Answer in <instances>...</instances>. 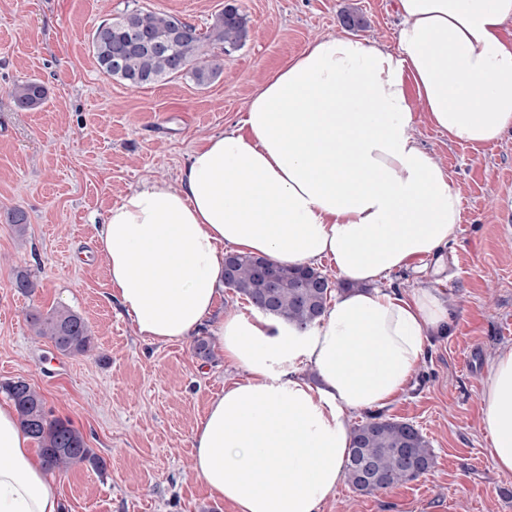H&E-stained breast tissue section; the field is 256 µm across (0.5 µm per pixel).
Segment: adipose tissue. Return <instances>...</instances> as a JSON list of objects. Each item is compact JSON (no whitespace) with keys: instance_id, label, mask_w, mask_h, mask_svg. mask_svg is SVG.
<instances>
[{"instance_id":"ef3b65f1","label":"adipose tissue","mask_w":512,"mask_h":512,"mask_svg":"<svg viewBox=\"0 0 512 512\" xmlns=\"http://www.w3.org/2000/svg\"><path fill=\"white\" fill-rule=\"evenodd\" d=\"M396 48L312 40L269 74L244 131L208 137L177 184L148 180L112 206L95 246L143 340L204 333L243 381L193 433L192 470L235 512H321L345 478L352 420L389 405L455 309L385 287L454 240L462 198L414 134L418 117L475 149L512 131V0H396ZM330 263L352 290L301 331L218 308L226 252ZM317 383H309L306 370ZM482 429L512 475V347L492 358ZM0 512H63L14 405L0 403Z\"/></svg>"}]
</instances>
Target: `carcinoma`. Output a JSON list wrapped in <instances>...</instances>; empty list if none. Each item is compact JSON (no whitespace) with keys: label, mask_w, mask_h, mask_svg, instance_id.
Returning a JSON list of instances; mask_svg holds the SVG:
<instances>
[{"label":"carcinoma","mask_w":512,"mask_h":512,"mask_svg":"<svg viewBox=\"0 0 512 512\" xmlns=\"http://www.w3.org/2000/svg\"><path fill=\"white\" fill-rule=\"evenodd\" d=\"M177 27L184 34L169 48L129 51L119 68L112 67L114 52L131 40L163 42ZM247 34V20L234 5L215 14L204 32L177 15L136 9L101 22L91 33V46L100 69L126 85L137 80L141 88L178 77L205 85L221 75L224 56L240 47ZM11 96L18 108L35 110L43 104L46 88L34 79L25 80L14 85ZM228 267L227 288L261 312L301 329L318 320L332 292L342 287L314 267L282 265L260 256L231 253ZM28 319L38 335L49 337L63 354L84 355L93 347L87 322L74 311L55 309L45 316L36 310ZM0 391L13 402L47 469L83 464L106 471L105 459L89 448L71 421L52 417L43 396L26 380H10ZM432 463L433 454L418 428L378 412L353 427L345 479L354 491L372 494L418 479Z\"/></svg>","instance_id":"carcinoma-1"}]
</instances>
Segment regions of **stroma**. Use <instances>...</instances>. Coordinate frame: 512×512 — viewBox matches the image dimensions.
<instances>
[{
  "label": "stroma",
  "instance_id": "obj_1",
  "mask_svg": "<svg viewBox=\"0 0 512 512\" xmlns=\"http://www.w3.org/2000/svg\"><path fill=\"white\" fill-rule=\"evenodd\" d=\"M226 0H0V382L26 379L53 415L67 419L107 462L58 473L66 512H232L191 471L192 437L210 400L243 380L236 365L195 357L193 339L166 345L137 336L108 298L98 224L147 179H180L205 137L240 129L260 81L319 35L346 32L395 46L396 0H235L249 19L243 46L205 86L175 78L131 88L104 74L89 46L101 21L133 8L182 15L206 29ZM41 82L47 98L25 111L15 84ZM416 136L462 193V222L440 276L391 275L407 293L432 288L456 312L432 338L410 384L384 410L415 425L433 453L418 480L373 494L341 484L323 512H512V477L501 474L481 427L489 360L512 346V134L475 150L426 121ZM27 216L24 233L9 209ZM29 273L33 293L15 286ZM68 308L94 336L85 356L35 335L30 312Z\"/></svg>",
  "mask_w": 512,
  "mask_h": 512
}]
</instances>
